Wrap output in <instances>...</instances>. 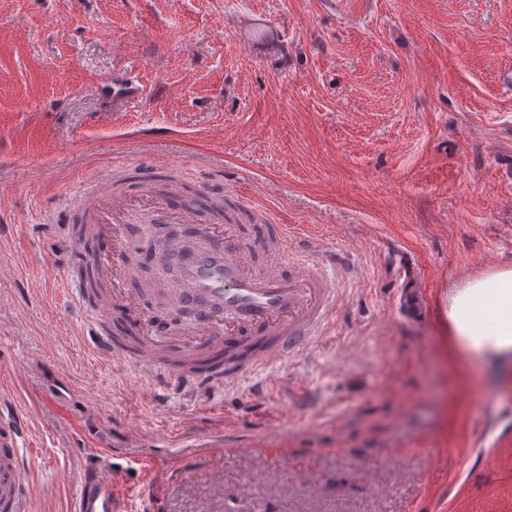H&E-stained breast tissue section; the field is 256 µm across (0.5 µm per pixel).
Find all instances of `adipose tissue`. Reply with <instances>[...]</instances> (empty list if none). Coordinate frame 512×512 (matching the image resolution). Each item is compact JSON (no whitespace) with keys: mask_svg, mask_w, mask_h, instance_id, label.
Returning <instances> with one entry per match:
<instances>
[{"mask_svg":"<svg viewBox=\"0 0 512 512\" xmlns=\"http://www.w3.org/2000/svg\"><path fill=\"white\" fill-rule=\"evenodd\" d=\"M448 332L471 364L512 359V267L464 278L451 289Z\"/></svg>","mask_w":512,"mask_h":512,"instance_id":"obj_1","label":"adipose tissue"}]
</instances>
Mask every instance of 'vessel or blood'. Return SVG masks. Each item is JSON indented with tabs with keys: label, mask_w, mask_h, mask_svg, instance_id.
I'll list each match as a JSON object with an SVG mask.
<instances>
[{
	"label": "vessel or blood",
	"mask_w": 512,
	"mask_h": 512,
	"mask_svg": "<svg viewBox=\"0 0 512 512\" xmlns=\"http://www.w3.org/2000/svg\"><path fill=\"white\" fill-rule=\"evenodd\" d=\"M100 199L112 206L105 228L112 235L113 253L96 261L112 289L109 304L90 312L97 326L110 321L114 304H133L146 289L115 271V263L131 257L134 246L126 240L119 197L109 192ZM177 222L179 235L159 237L156 252L160 261L177 267L171 287L177 305L193 312L189 324L165 338L146 330L132 358L109 336H99L101 357L133 361L139 371L159 380L175 373L171 358L192 361L220 354L223 363L205 378L228 383L244 370L300 353L326 335L338 298L335 275L327 266L296 259L282 234L262 244L266 260L257 262L237 230L206 223L204 209L191 204ZM24 430L21 416L0 417V512H31L27 459L20 446ZM71 512H129L124 499L113 493L101 456L88 461Z\"/></svg>",
	"instance_id": "obj_1"
}]
</instances>
